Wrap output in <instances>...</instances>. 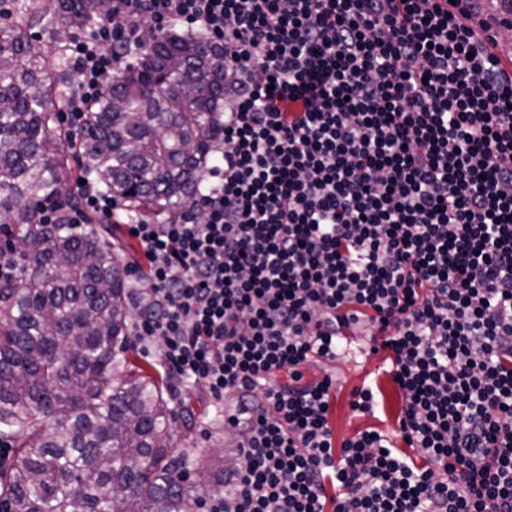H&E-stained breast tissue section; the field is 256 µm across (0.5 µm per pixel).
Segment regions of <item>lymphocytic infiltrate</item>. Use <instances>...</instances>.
Listing matches in <instances>:
<instances>
[{
  "instance_id": "obj_1",
  "label": "lymphocytic infiltrate",
  "mask_w": 512,
  "mask_h": 512,
  "mask_svg": "<svg viewBox=\"0 0 512 512\" xmlns=\"http://www.w3.org/2000/svg\"><path fill=\"white\" fill-rule=\"evenodd\" d=\"M176 23L224 49L220 160L177 220L97 181L43 224H123L132 335L175 394L236 395L207 512H512V66L469 0H109L73 39L79 127ZM403 404L336 440L330 375L357 324Z\"/></svg>"
}]
</instances>
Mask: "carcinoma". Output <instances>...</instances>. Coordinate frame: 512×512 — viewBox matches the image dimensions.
Instances as JSON below:
<instances>
[{
    "label": "carcinoma",
    "instance_id": "1",
    "mask_svg": "<svg viewBox=\"0 0 512 512\" xmlns=\"http://www.w3.org/2000/svg\"><path fill=\"white\" fill-rule=\"evenodd\" d=\"M109 0H15L0 27V219L32 268L0 285V512H194L191 470L171 448L173 409L162 383L124 356L127 284L108 239L89 224L49 229L39 200L69 191L65 146L78 138L81 176L130 212L168 224L190 203L213 158L224 113V50L200 32H169L85 113L78 135L57 125L55 86L70 62L29 38L45 24L57 44L102 19ZM127 371L119 381L112 374Z\"/></svg>",
    "mask_w": 512,
    "mask_h": 512
}]
</instances>
